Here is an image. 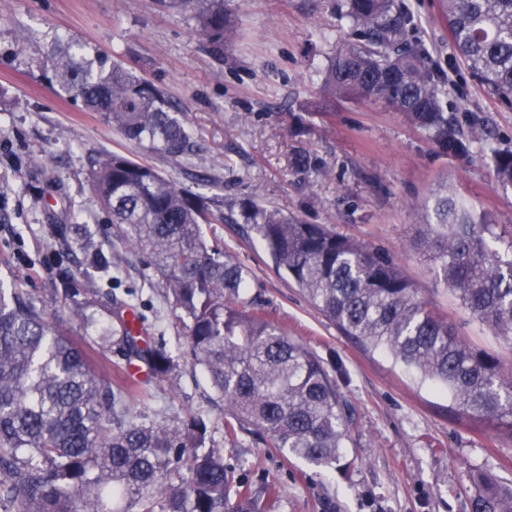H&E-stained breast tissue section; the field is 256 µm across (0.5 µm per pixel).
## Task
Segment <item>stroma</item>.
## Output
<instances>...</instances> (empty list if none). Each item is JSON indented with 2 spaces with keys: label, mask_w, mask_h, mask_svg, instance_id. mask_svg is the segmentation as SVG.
<instances>
[{
  "label": "stroma",
  "mask_w": 512,
  "mask_h": 512,
  "mask_svg": "<svg viewBox=\"0 0 512 512\" xmlns=\"http://www.w3.org/2000/svg\"><path fill=\"white\" fill-rule=\"evenodd\" d=\"M398 2L410 17V46L446 81L441 112L460 123L481 118L499 148L512 149V109L456 57L437 0ZM224 6L237 38L216 50L199 40L192 13L162 0H0V284L64 316L57 288L66 269L101 303L134 307L151 345L175 368L146 382L144 396L128 401L130 414L173 426L202 417L207 447L223 450L236 476L278 485L279 512H470V473L512 482V432L462 414L447 391L343 335L275 270L259 238L218 220L206 237L249 269L246 299L329 366L352 414L341 464L325 472L248 434L239 447H225L224 403L184 356L178 310L92 190L89 157L117 152L203 196H249L305 223L330 225L394 256L461 340L512 367V344L460 306L414 245L425 205L443 187L492 223L512 227V188L497 185L481 143L465 154L447 151L382 103L326 93L330 57L356 39L338 0ZM54 35L97 47L162 88L183 111L189 154L168 158L130 144L58 96L45 62ZM95 252L110 260L108 273L95 268Z\"/></svg>",
  "instance_id": "stroma-1"
}]
</instances>
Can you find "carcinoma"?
Here are the masks:
<instances>
[{
	"mask_svg": "<svg viewBox=\"0 0 512 512\" xmlns=\"http://www.w3.org/2000/svg\"><path fill=\"white\" fill-rule=\"evenodd\" d=\"M190 11L202 42L218 48L233 28L224 0H168ZM456 55L483 89L512 108V0H440ZM339 9L361 38L336 49L325 72L331 94L381 102L442 148L468 149L439 109V85L408 45L410 18L395 0H344ZM54 89L106 120L127 141L167 157L190 150V134L166 93L87 43L54 36ZM496 182L512 188V150L484 145ZM92 189L112 223L145 253L188 333L187 354L224 401V444L256 430L266 447L318 469L336 467L349 437L348 405L324 361L243 297L249 269L203 225L214 213L201 195L154 167L112 152L89 159ZM223 220L263 242L274 268L360 345L387 352L423 380L445 387L458 410L512 428V370L457 338L397 262L324 224H305L250 198L223 201ZM416 245L462 308L512 342V230L439 192L418 225ZM64 299L80 321L97 322L86 283L64 271ZM115 302L96 336L72 337L28 294L0 287V512H276L275 486L238 481L224 455L205 447L207 425L146 424L128 416L127 387L94 368L121 349L155 377L174 361L144 343ZM471 512H512V484L472 475Z\"/></svg>",
	"mask_w": 512,
	"mask_h": 512,
	"instance_id": "cac0c4a2",
	"label": "carcinoma"
}]
</instances>
